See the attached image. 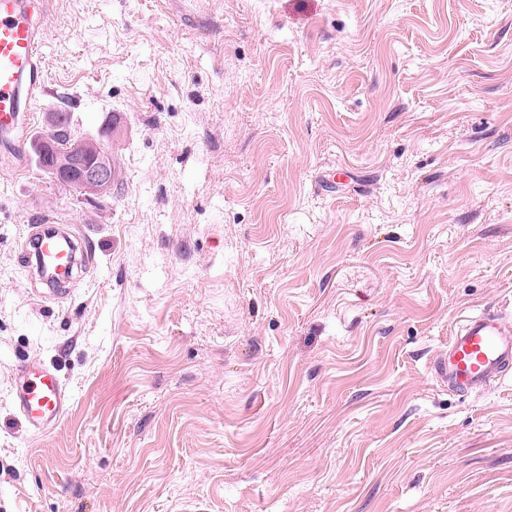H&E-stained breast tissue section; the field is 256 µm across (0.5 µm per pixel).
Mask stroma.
Returning a JSON list of instances; mask_svg holds the SVG:
<instances>
[{"label": "stroma", "mask_w": 512, "mask_h": 512, "mask_svg": "<svg viewBox=\"0 0 512 512\" xmlns=\"http://www.w3.org/2000/svg\"><path fill=\"white\" fill-rule=\"evenodd\" d=\"M46 92L120 172L0 156V512H512V373L449 392L512 308V0H52ZM95 264L48 297L46 219ZM73 394L33 435L16 366ZM39 160L53 161L56 182L76 188L79 196L91 199L109 192L116 180L111 155L94 140L73 139L64 155L58 154L50 135L34 147ZM510 370L512 314L491 309L461 317L434 362L436 376L462 396L491 388Z\"/></svg>", "instance_id": "1"}]
</instances>
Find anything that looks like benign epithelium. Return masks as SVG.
I'll return each mask as SVG.
<instances>
[{"mask_svg":"<svg viewBox=\"0 0 512 512\" xmlns=\"http://www.w3.org/2000/svg\"><path fill=\"white\" fill-rule=\"evenodd\" d=\"M34 151L39 159L53 161L56 182L77 189L84 199L109 192L115 182L112 157L94 140L74 139L67 152L60 155L48 135Z\"/></svg>","mask_w":512,"mask_h":512,"instance_id":"obj_1","label":"benign epithelium"}]
</instances>
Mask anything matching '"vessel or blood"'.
<instances>
[{
    "label": "vessel or blood",
    "instance_id": "vessel-or-blood-1",
    "mask_svg": "<svg viewBox=\"0 0 512 512\" xmlns=\"http://www.w3.org/2000/svg\"><path fill=\"white\" fill-rule=\"evenodd\" d=\"M36 0H0V152L17 154L29 129L30 106L46 88L42 30L34 23ZM62 234L27 225L23 246L58 269L69 266ZM436 376L459 395L491 388L512 371V314L485 309L458 321L448 349L434 362ZM11 402L33 434L56 425L68 410L71 393L54 370L42 363L20 365L12 378Z\"/></svg>",
    "mask_w": 512,
    "mask_h": 512
}]
</instances>
